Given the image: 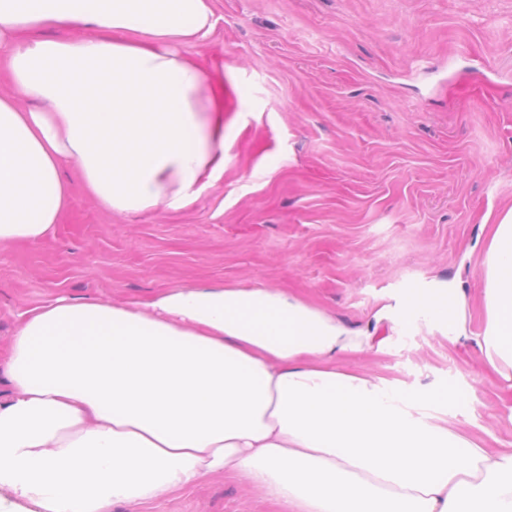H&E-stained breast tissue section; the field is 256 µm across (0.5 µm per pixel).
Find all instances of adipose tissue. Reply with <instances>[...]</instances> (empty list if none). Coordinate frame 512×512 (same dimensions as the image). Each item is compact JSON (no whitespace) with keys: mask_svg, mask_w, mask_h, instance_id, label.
Instances as JSON below:
<instances>
[{"mask_svg":"<svg viewBox=\"0 0 512 512\" xmlns=\"http://www.w3.org/2000/svg\"><path fill=\"white\" fill-rule=\"evenodd\" d=\"M87 38L19 41L46 27ZM214 0H0V243L49 237L72 170L107 213L189 207L224 172V81L182 53ZM488 369L512 381V209L481 264ZM257 284L151 303L23 309L0 372V489L36 512H112L221 475L271 512H512V448L450 430L455 389L340 367L382 349Z\"/></svg>","mask_w":512,"mask_h":512,"instance_id":"adipose-tissue-1","label":"adipose tissue"}]
</instances>
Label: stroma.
<instances>
[{"label": "stroma", "instance_id": "obj_1", "mask_svg": "<svg viewBox=\"0 0 512 512\" xmlns=\"http://www.w3.org/2000/svg\"><path fill=\"white\" fill-rule=\"evenodd\" d=\"M184 54L224 80V173L178 211L110 216L73 189L55 232L0 245V355L15 314L52 295L150 301L200 282L264 284L367 330L348 360L409 389L456 388L449 427L512 448V387L470 334L483 324L485 220L512 207V0H215ZM466 296L468 337L400 319L407 297ZM265 512L210 478L153 507Z\"/></svg>", "mask_w": 512, "mask_h": 512}]
</instances>
